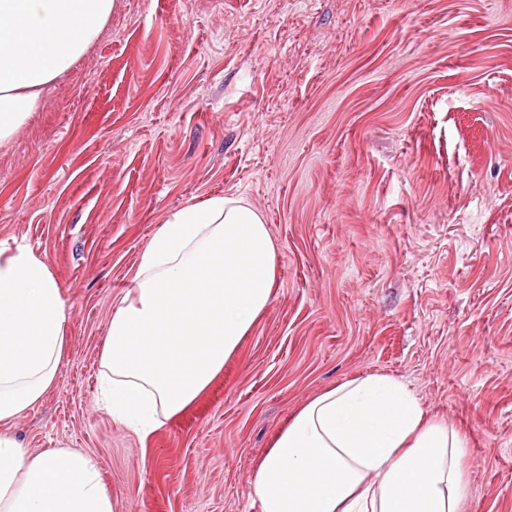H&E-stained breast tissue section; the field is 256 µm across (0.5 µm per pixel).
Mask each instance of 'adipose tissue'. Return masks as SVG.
I'll use <instances>...</instances> for the list:
<instances>
[{"mask_svg":"<svg viewBox=\"0 0 512 512\" xmlns=\"http://www.w3.org/2000/svg\"><path fill=\"white\" fill-rule=\"evenodd\" d=\"M116 0H0V144L84 55ZM276 248L260 213L212 196L175 209L142 251L102 353L114 420L149 435L191 406L267 309ZM61 290L39 253L0 254V512H121L97 462L31 455L5 427L57 381ZM466 440L398 379L343 380L309 399L258 461L259 512H462Z\"/></svg>","mask_w":512,"mask_h":512,"instance_id":"adipose-tissue-1","label":"adipose tissue"}]
</instances>
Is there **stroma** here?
<instances>
[{"mask_svg": "<svg viewBox=\"0 0 512 512\" xmlns=\"http://www.w3.org/2000/svg\"><path fill=\"white\" fill-rule=\"evenodd\" d=\"M0 145V249L67 309L56 386L11 427L87 453L123 512H256L308 399L392 375L466 438L463 512H512V0H118ZM245 199L276 246L262 318L143 437L98 386L106 331L170 213Z\"/></svg>", "mask_w": 512, "mask_h": 512, "instance_id": "stroma-1", "label": "stroma"}]
</instances>
